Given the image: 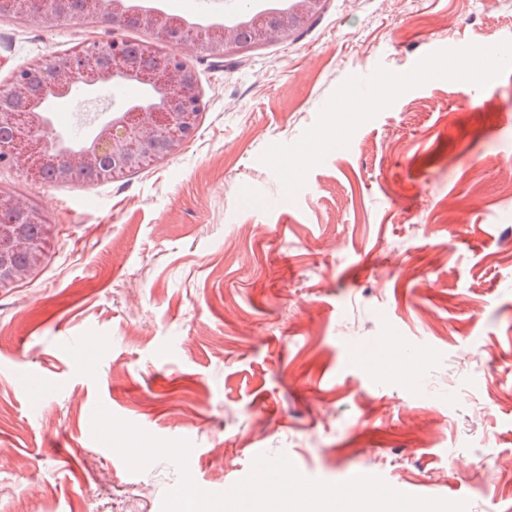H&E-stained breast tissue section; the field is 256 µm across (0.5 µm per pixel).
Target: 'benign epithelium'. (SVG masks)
I'll use <instances>...</instances> for the list:
<instances>
[{"label":"benign epithelium","mask_w":512,"mask_h":512,"mask_svg":"<svg viewBox=\"0 0 512 512\" xmlns=\"http://www.w3.org/2000/svg\"><path fill=\"white\" fill-rule=\"evenodd\" d=\"M326 0H271L267 12L240 9L233 20L209 28L210 35L196 38V29L163 10L141 7L132 12L129 0H98L93 18L108 16L128 22L146 33L136 56L131 57L118 37L85 45V65L78 67L69 55H54L37 69L16 70L10 86L0 93V128L13 130V138L0 145V165L18 169L36 179L52 158L47 139L52 133L48 102L77 91L86 96L117 80L139 82L153 90L144 103L123 108H102L104 118L80 144L60 150L65 164L58 178L66 181L79 169L93 170L101 180L134 171L150 160L178 153L194 135L205 108L204 93L194 67L171 46L176 29L188 33L183 42L199 40L208 56L224 59L253 48L240 40L244 29L258 30L261 43L287 38L319 15ZM68 0H8L14 18L47 27L59 18L86 17L82 9H69ZM54 134V133H52ZM58 141L61 134H54ZM0 293L32 276L43 262L44 244L52 225L25 198L0 191ZM27 224L42 225L39 237L24 231ZM24 261H18V257Z\"/></svg>","instance_id":"benign-epithelium-1"}]
</instances>
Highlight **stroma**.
<instances>
[{"label":"stroma","instance_id":"35a3bbf8","mask_svg":"<svg viewBox=\"0 0 512 512\" xmlns=\"http://www.w3.org/2000/svg\"><path fill=\"white\" fill-rule=\"evenodd\" d=\"M114 37L143 34L0 16V88ZM468 47L487 69H457ZM180 51L205 111L176 155L99 183L0 167L55 226L0 293V512H81L90 488L98 512H163L179 468L130 471L98 404L188 441L213 493L283 454L512 512V0H326L222 66ZM95 113L69 97L52 127Z\"/></svg>","mask_w":512,"mask_h":512}]
</instances>
